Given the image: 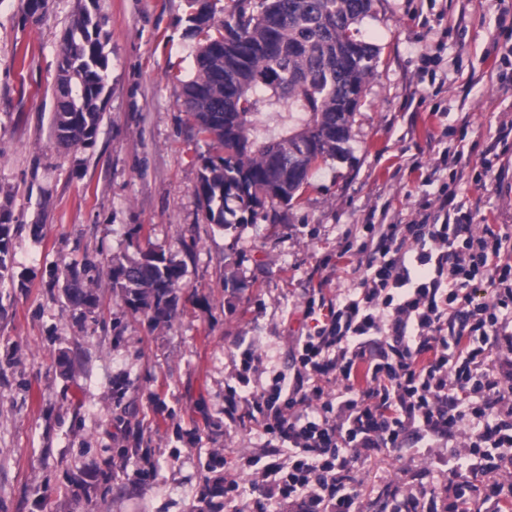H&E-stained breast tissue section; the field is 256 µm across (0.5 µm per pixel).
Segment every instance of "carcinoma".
<instances>
[{
	"mask_svg": "<svg viewBox=\"0 0 512 512\" xmlns=\"http://www.w3.org/2000/svg\"><path fill=\"white\" fill-rule=\"evenodd\" d=\"M373 0H258L237 3L214 25L209 0H191L194 29L205 33L196 75L183 84V105L197 133L221 153L207 158L196 194L206 219L221 227L246 224L266 203L288 205L318 160L334 158L350 139L353 114L377 48L358 37ZM102 18L84 9L66 31L51 119L59 146L88 145L104 118L107 56ZM239 120L224 124V113ZM267 115L272 123L259 121ZM11 214L0 213V272L11 259ZM181 265L162 250L112 265V292L156 323L177 315ZM94 279L68 270L65 296L84 315L98 306Z\"/></svg>",
	"mask_w": 512,
	"mask_h": 512,
	"instance_id": "obj_1",
	"label": "carcinoma"
}]
</instances>
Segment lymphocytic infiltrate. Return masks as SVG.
<instances>
[{"label":"lymphocytic infiltrate","instance_id":"lymphocytic-infiltrate-1","mask_svg":"<svg viewBox=\"0 0 512 512\" xmlns=\"http://www.w3.org/2000/svg\"><path fill=\"white\" fill-rule=\"evenodd\" d=\"M448 159L425 177L451 172L435 201L409 223L365 225V266L334 297L307 300L302 317L315 325L296 337L289 372L251 385L263 361L240 350L224 413L260 428L268 461L250 456L225 472V504L246 480L256 512L272 500L294 512H359L356 461L411 441L447 449V491L419 483L392 495L391 512H503L512 485L487 476L512 468V236L456 202L461 183L486 189L493 160L468 176ZM335 378L344 387L332 393Z\"/></svg>","mask_w":512,"mask_h":512}]
</instances>
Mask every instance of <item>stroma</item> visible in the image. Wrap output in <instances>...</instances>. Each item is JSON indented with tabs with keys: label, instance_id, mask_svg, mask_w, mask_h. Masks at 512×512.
I'll return each mask as SVG.
<instances>
[{
	"label": "stroma",
	"instance_id": "obj_1",
	"mask_svg": "<svg viewBox=\"0 0 512 512\" xmlns=\"http://www.w3.org/2000/svg\"><path fill=\"white\" fill-rule=\"evenodd\" d=\"M84 6L105 19L108 92L93 144L63 148L54 89ZM189 14L187 0H48L31 18L22 0H0V210L14 224L0 289V512H194L225 461L261 451L224 415L239 345L285 369L309 329L295 308L347 285L357 225L411 220L438 190L423 169L449 149L479 166L512 116V85L494 77L495 0H373L359 36L378 56L343 155L290 205L225 229L196 195L215 147L182 105L204 39ZM456 201L512 235V191L461 186ZM151 247L184 268L164 324L110 288L113 262ZM88 262L101 305L84 317L63 273ZM437 466L409 448L358 460L361 512H386L384 485L407 491Z\"/></svg>",
	"mask_w": 512,
	"mask_h": 512
}]
</instances>
